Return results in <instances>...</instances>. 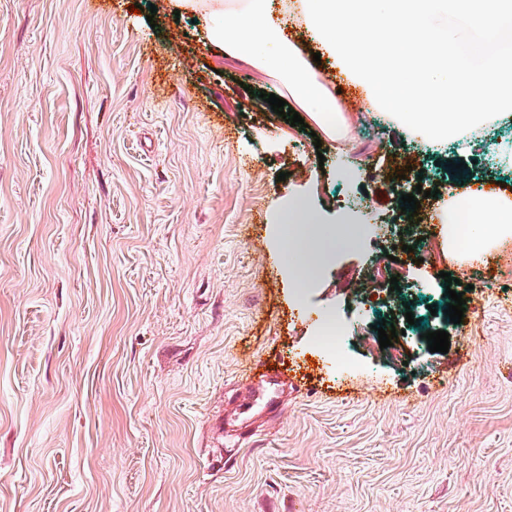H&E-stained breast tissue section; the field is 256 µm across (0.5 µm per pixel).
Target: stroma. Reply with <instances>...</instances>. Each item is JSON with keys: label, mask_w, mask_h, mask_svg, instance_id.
Returning a JSON list of instances; mask_svg holds the SVG:
<instances>
[{"label": "stroma", "mask_w": 512, "mask_h": 512, "mask_svg": "<svg viewBox=\"0 0 512 512\" xmlns=\"http://www.w3.org/2000/svg\"><path fill=\"white\" fill-rule=\"evenodd\" d=\"M169 0H0V512H512V236L477 254L427 228L422 262L379 231L294 285L274 210L323 227L398 200V157L498 194L488 153L413 140L354 86L342 144L247 91L278 76L211 48ZM350 160L352 179L340 174ZM286 180H279V173ZM466 274L448 353L374 326L391 277L434 296ZM345 328L348 372L318 347ZM278 382L282 410L252 404ZM344 330L342 325L327 316L323 319L321 335L318 336V343L330 355L336 356V361L346 364V361L339 355L340 345L343 341Z\"/></svg>", "instance_id": "stroma-1"}]
</instances>
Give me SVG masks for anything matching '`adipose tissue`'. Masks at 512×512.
<instances>
[{
  "label": "adipose tissue",
  "mask_w": 512,
  "mask_h": 512,
  "mask_svg": "<svg viewBox=\"0 0 512 512\" xmlns=\"http://www.w3.org/2000/svg\"><path fill=\"white\" fill-rule=\"evenodd\" d=\"M174 4L217 18L212 46L280 75L289 97L325 135L344 139L350 123L326 77L280 37L271 0ZM288 13L369 103L416 138L461 133V148L473 153L483 145L486 121L512 112V0H289ZM494 208V225L471 216L473 250L512 230V199L498 197Z\"/></svg>",
  "instance_id": "adipose-tissue-1"
}]
</instances>
